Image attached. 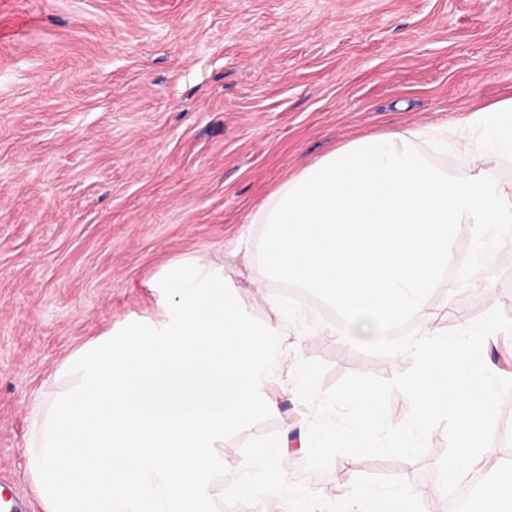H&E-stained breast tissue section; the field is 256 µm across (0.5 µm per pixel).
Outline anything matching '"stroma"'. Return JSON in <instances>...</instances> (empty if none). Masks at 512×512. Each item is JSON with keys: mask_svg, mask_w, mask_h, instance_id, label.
<instances>
[{"mask_svg": "<svg viewBox=\"0 0 512 512\" xmlns=\"http://www.w3.org/2000/svg\"><path fill=\"white\" fill-rule=\"evenodd\" d=\"M512 96V0H0V476L44 512L24 452L28 407L69 355L157 311L149 281L205 253L245 311L274 321L279 288L238 274L250 214L340 145L413 124L460 121ZM485 290L441 287L439 332L500 309L512 319V250ZM270 420L224 441L278 433L288 476L322 498L362 475L436 485L443 428L417 460L337 456L307 473L311 411L298 360L329 389L409 364L334 335L289 328Z\"/></svg>", "mask_w": 512, "mask_h": 512, "instance_id": "1", "label": "stroma"}]
</instances>
